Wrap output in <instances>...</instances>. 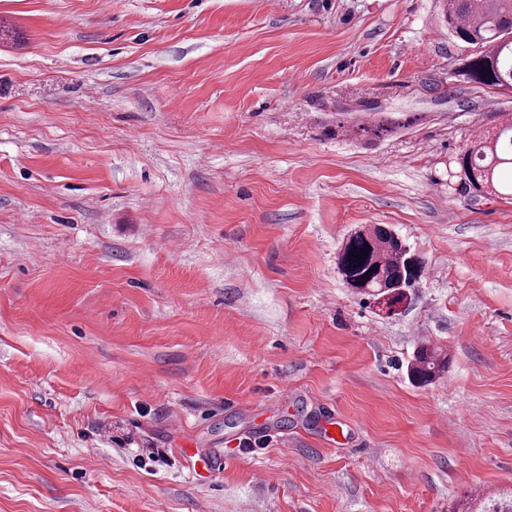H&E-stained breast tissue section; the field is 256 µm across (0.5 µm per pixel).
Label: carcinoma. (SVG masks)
I'll use <instances>...</instances> for the list:
<instances>
[{"label":"carcinoma","instance_id":"1","mask_svg":"<svg viewBox=\"0 0 512 512\" xmlns=\"http://www.w3.org/2000/svg\"><path fill=\"white\" fill-rule=\"evenodd\" d=\"M440 21L448 35L473 48L458 69L466 81L512 91V0H443ZM399 121L376 116L355 129L362 139H381L393 132ZM512 169V123L493 135L471 142L457 155L452 176L475 194L512 200V182L498 180V171ZM411 249L386 225L364 226L346 237L336 256L343 282L374 300L396 288H411L421 271L419 261L408 262ZM448 368V357L429 346L421 347L408 365L410 376L425 384ZM450 512H512V490L493 498L452 506Z\"/></svg>","mask_w":512,"mask_h":512}]
</instances>
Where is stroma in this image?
I'll list each match as a JSON object with an SVG mask.
<instances>
[{
	"instance_id": "35a3bbf8",
	"label": "stroma",
	"mask_w": 512,
	"mask_h": 512,
	"mask_svg": "<svg viewBox=\"0 0 512 512\" xmlns=\"http://www.w3.org/2000/svg\"><path fill=\"white\" fill-rule=\"evenodd\" d=\"M437 9L0 0V512L512 488V202L449 176L512 96L457 76ZM371 112L420 119L330 135ZM365 224L423 264L397 314L337 271ZM423 345L449 364L420 386ZM400 123L398 120H393L386 116H376L373 117L370 121L365 122L361 125H357V127L352 129L351 131L355 134V136L360 137L362 139H381L386 135L393 132V130Z\"/></svg>"
}]
</instances>
